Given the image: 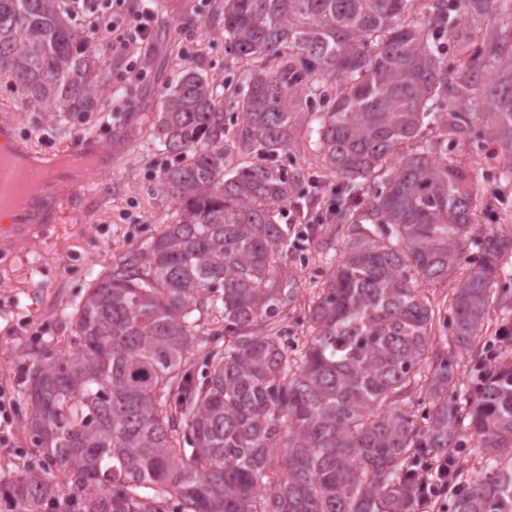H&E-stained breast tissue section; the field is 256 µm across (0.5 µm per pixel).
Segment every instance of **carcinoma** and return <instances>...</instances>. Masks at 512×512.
Wrapping results in <instances>:
<instances>
[{
  "label": "carcinoma",
  "mask_w": 512,
  "mask_h": 512,
  "mask_svg": "<svg viewBox=\"0 0 512 512\" xmlns=\"http://www.w3.org/2000/svg\"><path fill=\"white\" fill-rule=\"evenodd\" d=\"M219 0L212 21L254 63L235 120L222 84L185 72L164 96L165 150L186 159L158 185L177 219L112 256L75 308L78 348L32 358L28 430L45 465L12 478L17 512H417L416 476L448 457L453 512H512V334L475 343L491 303L512 329V237L476 234L465 170L422 136L428 103L475 101L452 119L485 123L512 181V0ZM93 0H0V74L27 108L96 112L112 82L74 15ZM494 21L488 46L454 67L460 22ZM336 93L328 97V81ZM318 150L342 181L346 228L335 269L310 307V336L288 349L279 315L295 291L282 208L310 177L273 166L229 172L224 152L273 156L314 92ZM404 142L416 148L393 168ZM373 180L372 196L354 193ZM467 268L431 343L434 310L417 288ZM224 315V348L196 377L211 339L199 315ZM472 350L476 385L457 387L452 347ZM426 389L429 401L414 407ZM480 470L462 481L466 463ZM80 495L61 500L46 468ZM119 493L108 494L109 487Z\"/></svg>",
  "instance_id": "carcinoma-1"
}]
</instances>
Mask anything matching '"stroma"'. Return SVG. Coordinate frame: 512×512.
Here are the masks:
<instances>
[{"instance_id":"obj_1","label":"stroma","mask_w":512,"mask_h":512,"mask_svg":"<svg viewBox=\"0 0 512 512\" xmlns=\"http://www.w3.org/2000/svg\"><path fill=\"white\" fill-rule=\"evenodd\" d=\"M218 2L157 0L147 40L130 41L125 50L93 46L92 54L111 68L114 95L104 102L103 113H66L46 122L0 79V110L10 111L19 136L36 152H56L80 135L102 137L119 129L128 134L112 153L110 173L93 181L77 200L70 223L44 235L0 243V392L10 402L6 415H0V481L42 458L27 426L28 354L70 350V314L89 283L105 275L112 255L147 241L175 220L171 197L156 184L160 169L175 160L158 146L162 94L185 70L221 79L228 101L242 98L247 90L244 66L223 30L206 22ZM449 120L447 108L439 107L427 120L426 137L446 146L449 157L468 172L475 223L512 235V182L497 176L502 158L490 156L478 129L449 134ZM317 127L315 113H295L288 147L274 158L285 170L312 175L319 187L315 193L304 184L294 188L295 196L306 201L313 234L295 245L296 292L280 313L293 347L305 342L309 308L331 273L322 245H338L343 238L339 225L327 218L331 190L339 181L317 150Z\"/></svg>"}]
</instances>
